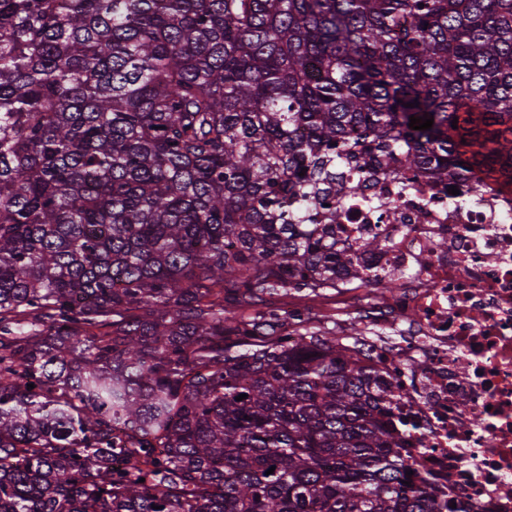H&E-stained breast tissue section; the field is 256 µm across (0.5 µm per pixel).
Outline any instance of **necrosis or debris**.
Masks as SVG:
<instances>
[{
  "mask_svg": "<svg viewBox=\"0 0 512 512\" xmlns=\"http://www.w3.org/2000/svg\"><path fill=\"white\" fill-rule=\"evenodd\" d=\"M336 195L345 245L385 236L368 263L405 284L368 318L402 335L367 344L396 391L403 458L459 512H512V194L408 174Z\"/></svg>",
  "mask_w": 512,
  "mask_h": 512,
  "instance_id": "4bbe7bcc",
  "label": "necrosis or debris"
}]
</instances>
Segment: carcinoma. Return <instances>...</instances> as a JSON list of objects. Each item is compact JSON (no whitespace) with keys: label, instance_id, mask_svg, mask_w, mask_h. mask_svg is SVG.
<instances>
[{"label":"carcinoma","instance_id":"1","mask_svg":"<svg viewBox=\"0 0 512 512\" xmlns=\"http://www.w3.org/2000/svg\"><path fill=\"white\" fill-rule=\"evenodd\" d=\"M350 164L512 187V0H0V512H450L360 339L255 308L396 286Z\"/></svg>","mask_w":512,"mask_h":512}]
</instances>
